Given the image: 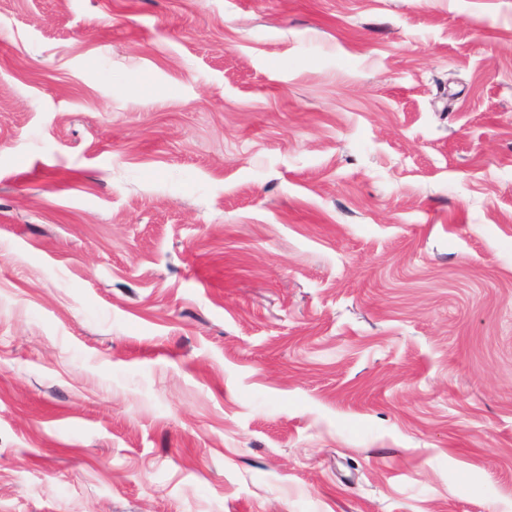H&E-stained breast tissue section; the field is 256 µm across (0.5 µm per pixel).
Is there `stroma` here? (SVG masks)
<instances>
[{"instance_id": "1", "label": "stroma", "mask_w": 512, "mask_h": 512, "mask_svg": "<svg viewBox=\"0 0 512 512\" xmlns=\"http://www.w3.org/2000/svg\"><path fill=\"white\" fill-rule=\"evenodd\" d=\"M0 512H512V0H0Z\"/></svg>"}]
</instances>
